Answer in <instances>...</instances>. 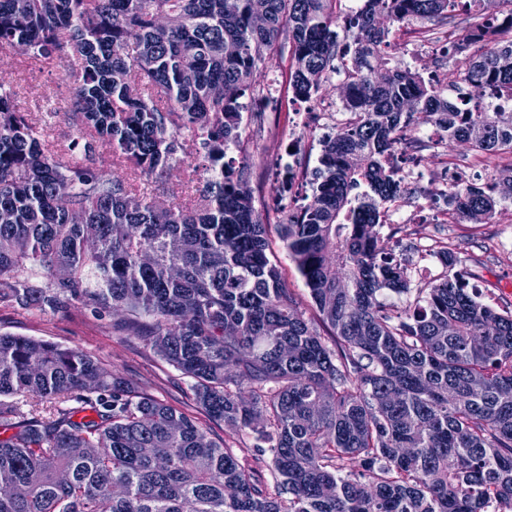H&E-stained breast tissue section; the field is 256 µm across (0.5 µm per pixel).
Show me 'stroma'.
<instances>
[{
  "instance_id": "stroma-1",
  "label": "stroma",
  "mask_w": 512,
  "mask_h": 512,
  "mask_svg": "<svg viewBox=\"0 0 512 512\" xmlns=\"http://www.w3.org/2000/svg\"><path fill=\"white\" fill-rule=\"evenodd\" d=\"M428 18L409 25L391 27L390 42L399 61L411 62L413 71L424 76L446 77L455 63L440 52L437 44L414 37L415 29L431 26ZM287 61L268 67L261 79V91L242 114L241 140L229 150L236 164L246 166L250 187H263L262 210L270 222L268 235L289 288L303 301L311 298L304 279L281 242L277 226L285 214L274 207L270 187L276 157L297 150L301 167L313 170L328 130L320 125L298 126L299 110L286 85ZM0 84L11 88L15 101L29 112L33 122L57 149L68 150L75 128L68 118L72 110L74 81L68 61L58 58L48 64L24 60L22 54L0 57ZM512 233V202L498 206L489 223L448 222L445 224H386L380 230L384 247L409 255L414 284L443 277L446 270L425 248L450 243L463 259L461 268L474 273L485 303L499 311H512V252L503 250L502 238ZM118 316L97 312L81 300L70 301L59 310L27 309L0 304V334L40 338L65 347L80 349L122 376L135 389L193 418L218 442L234 449L238 457L249 454L247 438L223 422L211 419L192 399V381L168 365L135 337L118 327Z\"/></svg>"
}]
</instances>
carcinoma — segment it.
I'll return each instance as SVG.
<instances>
[{
  "label": "carcinoma",
  "mask_w": 512,
  "mask_h": 512,
  "mask_svg": "<svg viewBox=\"0 0 512 512\" xmlns=\"http://www.w3.org/2000/svg\"><path fill=\"white\" fill-rule=\"evenodd\" d=\"M472 0H0V55H65L75 138L58 152L0 84V304L76 297L191 378L252 460L76 348L0 334V512H512V312L459 271L411 288L381 245L396 141L423 112L450 140L512 155V0L455 46L449 86L403 69L378 19L454 21ZM135 47V54L128 52ZM290 48L306 101L342 63L352 114L322 141L311 200L279 225L315 314L288 288L245 169L227 157L242 98ZM184 157L189 200L108 176ZM512 164L448 200L487 223ZM414 300L393 309L385 292ZM48 409L23 413L13 398Z\"/></svg>",
  "instance_id": "cac0c4a2"
}]
</instances>
